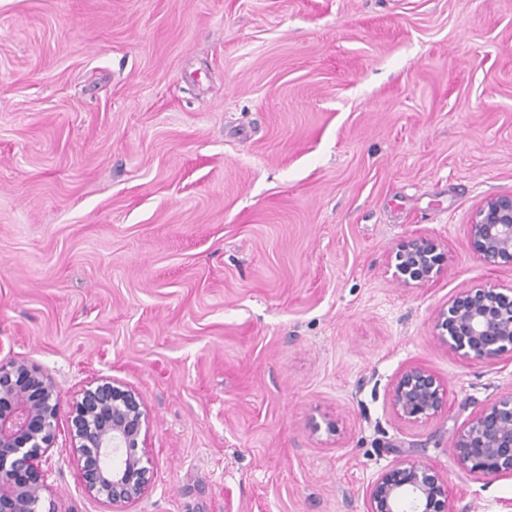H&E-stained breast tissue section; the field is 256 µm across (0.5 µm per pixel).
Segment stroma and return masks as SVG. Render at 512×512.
I'll use <instances>...</instances> for the list:
<instances>
[{"label": "stroma", "instance_id": "35a3bbf8", "mask_svg": "<svg viewBox=\"0 0 512 512\" xmlns=\"http://www.w3.org/2000/svg\"><path fill=\"white\" fill-rule=\"evenodd\" d=\"M499 194L512 0H0V360L56 386V512H107L68 433L101 379L152 417L127 512H366L400 448L455 512H512V477L450 447L512 357L460 360L432 322L512 287L468 241ZM420 233L445 263L407 288L390 257ZM413 364L448 389L414 423ZM394 412L408 422L434 418L447 404L444 382L421 365L408 366L396 379L391 393Z\"/></svg>", "mask_w": 512, "mask_h": 512}]
</instances>
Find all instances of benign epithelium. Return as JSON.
Segmentation results:
<instances>
[{
    "mask_svg": "<svg viewBox=\"0 0 512 512\" xmlns=\"http://www.w3.org/2000/svg\"><path fill=\"white\" fill-rule=\"evenodd\" d=\"M468 236L485 263L512 261V194L484 199ZM393 277L422 288L440 274L441 244L427 235L405 242L394 255ZM438 344L465 360L493 361L512 355V287L468 288L435 311ZM394 412L408 422L428 420L445 408L447 389L430 369L413 364L396 379ZM60 400L37 366L0 360V512H54L51 490L39 474L56 439ZM70 443L85 491L112 512H126L148 489L155 463L145 451L151 415L134 390L101 380L82 390L70 410ZM452 450L459 465L484 476H512V392L477 412L456 432ZM368 492L367 512H455L448 479L398 451Z\"/></svg>",
    "mask_w": 512,
    "mask_h": 512,
    "instance_id": "benign-epithelium-1",
    "label": "benign epithelium"
}]
</instances>
